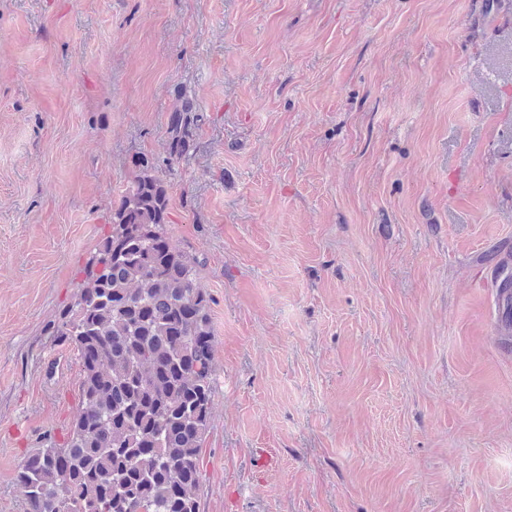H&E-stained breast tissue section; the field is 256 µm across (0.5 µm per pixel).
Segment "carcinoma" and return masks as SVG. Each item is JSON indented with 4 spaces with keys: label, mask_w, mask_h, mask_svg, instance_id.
I'll use <instances>...</instances> for the list:
<instances>
[{
    "label": "carcinoma",
    "mask_w": 512,
    "mask_h": 512,
    "mask_svg": "<svg viewBox=\"0 0 512 512\" xmlns=\"http://www.w3.org/2000/svg\"><path fill=\"white\" fill-rule=\"evenodd\" d=\"M195 111L184 98L169 116L168 175L131 158L134 177L55 323L77 350L80 409L64 445L23 462L27 512H200L214 336L200 261L167 233V176L196 149Z\"/></svg>",
    "instance_id": "cac0c4a2"
}]
</instances>
